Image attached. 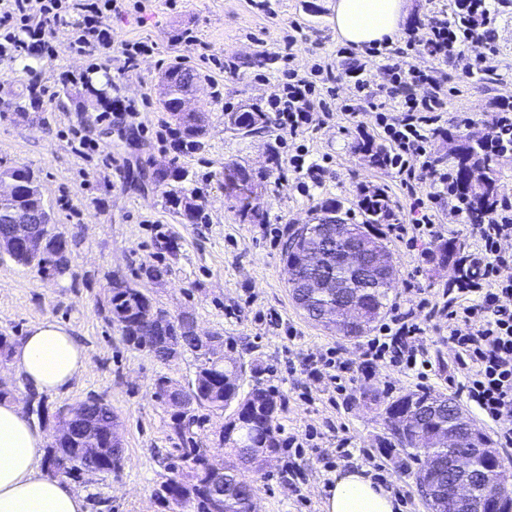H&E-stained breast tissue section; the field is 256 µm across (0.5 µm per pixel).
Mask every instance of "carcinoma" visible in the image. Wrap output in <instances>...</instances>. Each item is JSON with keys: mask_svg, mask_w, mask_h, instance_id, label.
Instances as JSON below:
<instances>
[{"mask_svg": "<svg viewBox=\"0 0 512 512\" xmlns=\"http://www.w3.org/2000/svg\"><path fill=\"white\" fill-rule=\"evenodd\" d=\"M178 78L171 81L168 96L160 100L163 111L170 114L176 129L182 138L194 147L199 139L207 134L206 126L198 123L196 113L181 108L184 95L183 79L192 77V73L176 71ZM227 117L235 120L236 128L244 135L259 130V125L267 122L263 112H229ZM448 151L442 159L448 162V169L455 174L450 191L464 202L469 212V220L479 224L499 198V174L494 160L501 152L512 148V137L498 133L494 139H488L480 132L463 135L447 133ZM355 150L362 154L376 168L385 164L386 152L369 139L358 143ZM7 179L17 183L15 195L0 200V210L23 211L34 207L35 201L42 200L39 180L30 170L20 166L6 165L0 162V180ZM364 220L353 224L351 228L362 238L377 244L385 255L391 279L380 281L376 287L368 289L366 299L369 305V317L359 327L346 323L325 326L344 337L365 335L371 325L381 317L389 300V293L395 287L397 268L393 253L375 228L388 224L394 213L389 196L382 188H376L364 195L359 202ZM347 243L326 237L318 224H304L291 231L285 245V261L297 266L295 284L291 286V296H303L301 307L310 320L316 322L323 310L336 304V289L305 288L304 281L310 278H336L344 275L343 258ZM466 247L459 239H450L436 245L440 259H452ZM70 242L66 233L54 231L46 239L45 257L34 262L20 250H15L11 258L15 263L31 267L39 273L53 268L64 273L70 263ZM151 305L149 298L139 289L120 280L112 281L110 313L112 321L121 331L123 340L134 349H146L153 356L165 362L172 355L186 351L193 354L196 365L195 378L184 389L167 376H160L155 383V395L166 400L169 406L176 408L172 414V430L179 438H187L191 447L181 449L178 461L168 464L170 476L155 490L171 512H250V503L254 487L241 481L238 466L224 464V487L218 493L212 486L209 464L211 449L203 448L189 437L190 427L198 421L192 415L194 409L224 410L237 403L234 413L222 427L218 445L235 449L237 460L242 462L252 458L271 456L278 453L281 442L279 416L282 404L274 392L257 382L250 391L239 397V389L245 375L242 363H225L224 359L202 350L199 337L194 330V319L190 316L172 318L160 309L158 314L166 319V326L157 332L150 345H145L140 337L138 325L139 311ZM455 405L453 399L436 394L430 390H419L403 394L385 403V418L390 422L391 436L396 445L407 451V455L417 460L422 455H434L448 460V449L438 448L432 443L426 448L417 447V439L423 434H433L448 429L451 419L449 410ZM92 429L87 435L68 446L53 444L47 449L45 460L48 469H57L65 477L79 478L94 473L110 475L122 470L124 453H112L101 430L112 424V409L107 405L93 403L89 406ZM98 448L97 456L89 458L84 449ZM476 477L475 490L480 494H492L502 498L505 503L512 502V491L498 486L497 480L482 470L480 456L471 454ZM416 484L429 502L432 512H448V488L437 489L438 476L435 472L420 468L415 472Z\"/></svg>", "mask_w": 512, "mask_h": 512, "instance_id": "carcinoma-1", "label": "carcinoma"}]
</instances>
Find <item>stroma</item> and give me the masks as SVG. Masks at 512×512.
Instances as JSON below:
<instances>
[{
	"instance_id": "stroma-1",
	"label": "stroma",
	"mask_w": 512,
	"mask_h": 512,
	"mask_svg": "<svg viewBox=\"0 0 512 512\" xmlns=\"http://www.w3.org/2000/svg\"><path fill=\"white\" fill-rule=\"evenodd\" d=\"M332 4L272 0V13L263 14L249 0H178L173 9L156 0L152 12L109 20L114 41L146 38L158 47L132 71L119 70L110 59L73 56L68 28L57 29L51 53H30L29 65L0 56V160L35 172L57 226L77 239L70 270L60 278L44 277L0 255V334L14 344L32 326L54 319L87 353L85 367L68 389L44 395L36 419L45 434H53L60 410L92 396L115 414L125 466L106 480L78 484L87 512H169L154 490L168 475L170 454L183 442L172 430V407L154 395L155 382L164 375L184 386L195 371L192 355L163 363L125 343L108 313L116 278L136 285L171 316L193 317L198 332L223 336L225 354L254 368L263 386L275 391L283 405L279 438L284 446L262 470L243 471L256 484L257 512H323L333 474L354 465L393 491L400 512H430L415 485L416 463L389 445L385 399L431 389L457 399L487 434L495 432L476 405L449 384L462 370L446 341L444 320L431 317L424 323L417 359L427 365L425 377L387 362L366 375L360 369L362 339L311 322L291 297L282 255L291 225L312 223L329 203L347 222L362 223L359 201L375 187L389 195L397 223L409 221V199L399 182L355 151L376 130L369 111L361 116L362 128L347 122L343 107L353 84L339 82L324 125L299 138L320 165L311 174L289 171V139L276 122L246 137L224 126L225 113L264 107L277 92L282 63L275 51L286 36L295 38L292 64L299 72L327 63L340 72L350 67L349 58L336 55L342 42ZM188 29L209 44L212 54L234 62L237 75L203 79L191 106L204 112L208 132L179 152L162 139L173 122L159 107V80L178 60L200 70L192 49L176 42ZM488 31L498 53V69L491 75L466 79L453 62L409 57L419 69L436 66L445 72L449 94L442 127L457 135L484 127L500 105L512 106V0ZM33 83L44 89L38 105L18 109ZM115 98L138 103L142 127L116 114L99 121L105 104ZM465 113L471 126L459 120ZM77 130L95 142L94 150L84 155L74 150ZM273 149L281 161L277 168L267 159ZM229 163L252 174L263 223L239 221L224 193ZM171 167L192 176L181 203L165 196L155 180L158 171ZM419 191L438 196L440 240H469V221L453 212L455 198L446 188L427 179ZM188 202L198 207L192 221L183 216ZM381 237L398 269L388 312L415 308L423 296H441L455 270L441 264L434 245L412 251L391 232ZM330 349L351 367L337 390L314 381L306 366L309 355ZM374 390L381 401L371 398ZM291 437L302 439V447L288 446Z\"/></svg>"
}]
</instances>
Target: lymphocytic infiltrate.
<instances>
[{
	"mask_svg": "<svg viewBox=\"0 0 512 512\" xmlns=\"http://www.w3.org/2000/svg\"><path fill=\"white\" fill-rule=\"evenodd\" d=\"M124 0H0V55L48 50L53 32L70 27L74 36L70 51L77 57L116 54L122 69L133 70L156 50L149 40L114 43L107 18L123 10ZM463 9L476 25L456 33L447 15L431 17L422 37L408 36L409 47L434 59H452L461 77L474 73H493L495 52L490 49L479 29L490 19L486 0H465ZM370 56L380 58L384 83L370 88L362 68L347 71L357 91L356 98L344 107L349 119L362 112L375 113L379 136L389 155L388 173L398 178L411 199L413 220L392 225L397 238L418 246L424 238L438 232L427 198L415 186L420 172H427L433 182L448 184L450 175L438 168L430 151L434 137L441 131L443 101L440 96L445 82L436 71H423L412 65L404 50L382 43L369 49ZM335 83L339 78L332 65L316 67L313 74H301L291 67L281 72L279 92L267 105L276 114L279 129L289 136L316 130L329 111L315 96L316 76ZM399 99L400 106L377 111L375 94ZM421 158L414 166L412 158ZM478 246L456 257V275L430 308L431 314L446 320L448 343L464 370L458 388L473 402L486 420L497 429L501 442L512 444V276H502L512 267V251L504 242L512 240V201L501 199L486 214L482 223L472 225ZM380 338L368 340L362 352L364 369L373 368L383 355L392 362L416 366V352L425 330L409 313H399L380 329Z\"/></svg>",
	"mask_w": 512,
	"mask_h": 512,
	"instance_id": "lymphocytic-infiltrate-1",
	"label": "lymphocytic infiltrate"
}]
</instances>
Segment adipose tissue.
I'll return each instance as SVG.
<instances>
[{
    "label": "adipose tissue",
    "instance_id": "1",
    "mask_svg": "<svg viewBox=\"0 0 512 512\" xmlns=\"http://www.w3.org/2000/svg\"><path fill=\"white\" fill-rule=\"evenodd\" d=\"M406 7V0H336V32L360 49L391 41L400 32ZM13 360L29 386L57 393L72 383L87 356L66 327L47 319L20 339ZM44 442L42 431L18 404L0 401V512H85L83 496L47 473ZM398 507L391 490L356 467L336 472L323 503L324 512H397Z\"/></svg>",
    "mask_w": 512,
    "mask_h": 512
}]
</instances>
